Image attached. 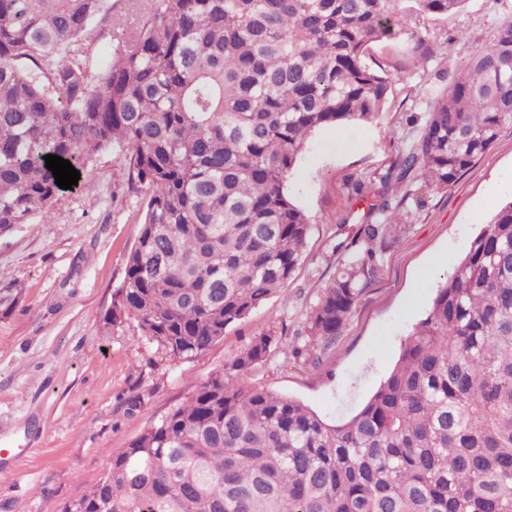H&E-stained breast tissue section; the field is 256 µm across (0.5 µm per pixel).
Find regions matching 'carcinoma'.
<instances>
[{"mask_svg": "<svg viewBox=\"0 0 512 512\" xmlns=\"http://www.w3.org/2000/svg\"><path fill=\"white\" fill-rule=\"evenodd\" d=\"M0 0V236L49 218L57 155L83 171L118 148L146 196L108 320L178 359L285 289L309 232L286 181L307 138L383 111L382 38L425 52L423 25L466 0ZM110 19L115 57L75 59ZM512 125V21L436 98L419 143L382 177L385 224H362L307 317L313 355L342 334L383 269L402 200L455 182ZM260 333L112 456L60 512H512V196L483 224L399 360L349 420L244 377Z\"/></svg>", "mask_w": 512, "mask_h": 512, "instance_id": "carcinoma-1", "label": "carcinoma"}]
</instances>
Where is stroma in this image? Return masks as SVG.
<instances>
[{"instance_id": "35a3bbf8", "label": "stroma", "mask_w": 512, "mask_h": 512, "mask_svg": "<svg viewBox=\"0 0 512 512\" xmlns=\"http://www.w3.org/2000/svg\"><path fill=\"white\" fill-rule=\"evenodd\" d=\"M510 19L512 0H467L447 20L426 21L425 57L408 40L372 43L368 64L392 77L384 112L319 130L288 178L311 231L286 293L229 326L196 358H172L135 323L106 319L145 208L113 151L96 155L81 188L59 195L50 221L36 217L0 237V289L15 297L0 304V512H59L100 480L111 453L128 448L263 332L280 341L247 385L293 397L330 421L353 415L467 252L494 177L512 169V125L447 188L424 194L415 184L402 187L407 229L388 244L383 272L342 336L315 363L294 358L292 349L357 226L382 223V176L419 140L458 64ZM357 178L367 187L360 197L350 189Z\"/></svg>"}]
</instances>
